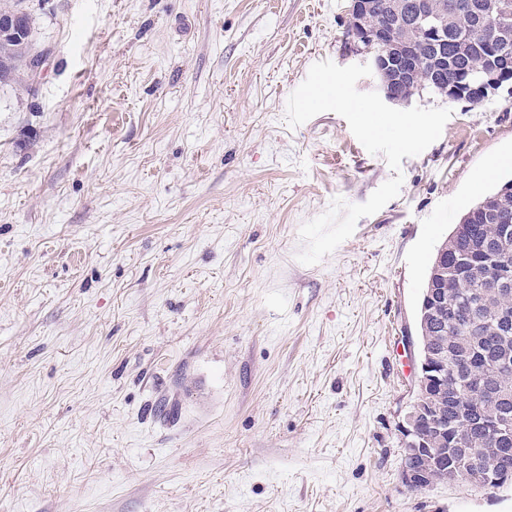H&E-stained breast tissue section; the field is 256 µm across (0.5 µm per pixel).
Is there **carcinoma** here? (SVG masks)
<instances>
[{"label": "carcinoma", "mask_w": 512, "mask_h": 512, "mask_svg": "<svg viewBox=\"0 0 512 512\" xmlns=\"http://www.w3.org/2000/svg\"><path fill=\"white\" fill-rule=\"evenodd\" d=\"M373 17L395 28V38L416 36L410 22L416 6L438 11L450 0H374ZM462 8L435 14L432 19L448 28L444 50L452 55L446 81L459 77L481 78L489 66L490 47L479 33L488 0H455ZM418 71L404 96L422 89L442 95L444 86L426 81L429 70L440 65L435 48L417 43ZM33 50L31 28L19 36L0 38V84L15 82L26 72ZM475 213L472 224L452 225L448 237L432 260L425 288L448 295L457 309L458 321L445 324L437 313L420 303L419 340L422 352L433 351L448 362V383L428 386L412 406L416 437L428 448H467L466 472L480 473L492 482H472L476 487H500L512 481V282L502 283L490 274V256L512 263V193L497 187L465 214ZM485 383L484 389L476 381ZM448 424L439 433L429 415ZM447 457L434 461L425 485L459 480Z\"/></svg>", "instance_id": "1"}]
</instances>
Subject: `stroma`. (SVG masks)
Wrapping results in <instances>:
<instances>
[{"mask_svg":"<svg viewBox=\"0 0 512 512\" xmlns=\"http://www.w3.org/2000/svg\"><path fill=\"white\" fill-rule=\"evenodd\" d=\"M47 52L0 85V512H512L410 489L418 309L451 224L512 178V91L403 158L319 264L302 223L393 177L312 64L367 63L350 0H24ZM496 173H488L490 164Z\"/></svg>","mask_w":512,"mask_h":512,"instance_id":"obj_1","label":"stroma"}]
</instances>
